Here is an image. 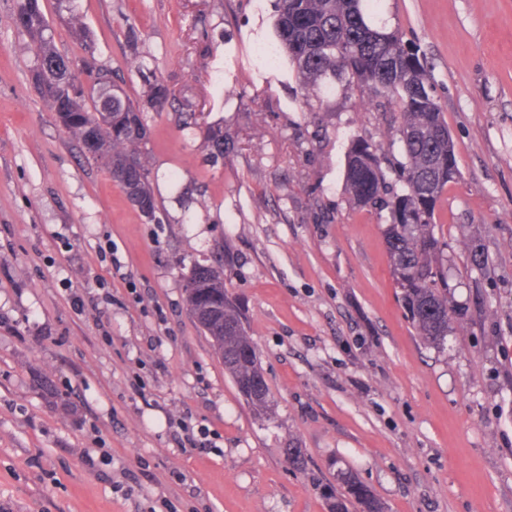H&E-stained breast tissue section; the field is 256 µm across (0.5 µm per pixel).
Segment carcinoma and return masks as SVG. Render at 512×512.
Returning a JSON list of instances; mask_svg holds the SVG:
<instances>
[{
    "instance_id": "obj_1",
    "label": "carcinoma",
    "mask_w": 512,
    "mask_h": 512,
    "mask_svg": "<svg viewBox=\"0 0 512 512\" xmlns=\"http://www.w3.org/2000/svg\"><path fill=\"white\" fill-rule=\"evenodd\" d=\"M378 0H275L277 61L287 59L302 88L325 95L340 84L369 90L372 105L397 112L395 138L373 142L351 139L344 183L349 200L362 207L386 210L388 254L400 298L417 335L429 345L444 346L453 319L461 311L448 299V271L439 264L447 243L435 235V210L449 184L459 175L455 143L437 101L430 71L419 50L404 41L397 29L368 22L370 3ZM54 14L71 29L81 54L62 55L55 45V28L43 9L30 0H16L15 23L35 48L29 77L62 87L72 73L89 72L93 82L60 108V95L34 87L56 121L76 140L82 155L93 164L110 157L120 171L113 178L127 198L150 221L161 207L152 185L146 145V112H160L171 104V93L143 58L133 61L144 87L140 98L130 97L124 78L100 63L93 33L84 25L77 0H53ZM210 159L224 156L234 144L219 125L205 136ZM400 143V155L391 151ZM187 309L209 336L224 360L239 393L256 415L270 420L273 404L261 373L255 342L242 313L224 289V268L192 264L184 274ZM337 479L345 494L329 495L330 512H349L355 502L361 512H386L381 501L350 471Z\"/></svg>"
}]
</instances>
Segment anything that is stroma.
I'll return each instance as SVG.
<instances>
[{
    "instance_id": "obj_1",
    "label": "stroma",
    "mask_w": 512,
    "mask_h": 512,
    "mask_svg": "<svg viewBox=\"0 0 512 512\" xmlns=\"http://www.w3.org/2000/svg\"><path fill=\"white\" fill-rule=\"evenodd\" d=\"M14 11L0 0V512H329L341 469L388 512H512V0L370 15L419 45L456 143L435 232L463 318L442 350L398 299L387 212L344 191L351 139L393 118L343 86L305 104L262 71L270 0H80L130 96L136 55L175 96L147 114L159 224L36 94ZM215 123L236 148L212 162ZM217 259L269 421L184 304L190 265ZM181 419L216 450L186 447Z\"/></svg>"
}]
</instances>
